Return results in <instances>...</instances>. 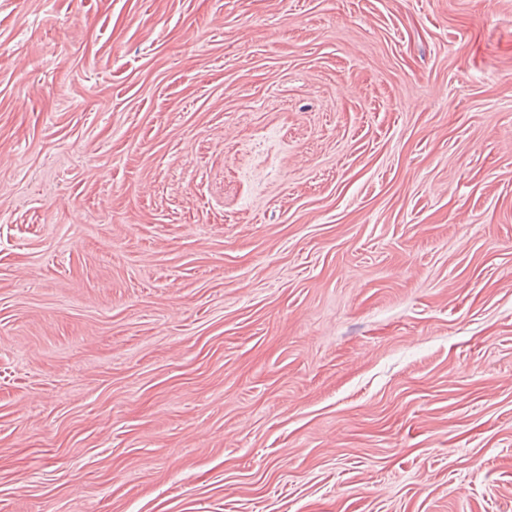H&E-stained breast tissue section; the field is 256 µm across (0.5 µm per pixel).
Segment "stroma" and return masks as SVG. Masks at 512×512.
Segmentation results:
<instances>
[{"mask_svg": "<svg viewBox=\"0 0 512 512\" xmlns=\"http://www.w3.org/2000/svg\"><path fill=\"white\" fill-rule=\"evenodd\" d=\"M0 512H512V0H0Z\"/></svg>", "mask_w": 512, "mask_h": 512, "instance_id": "1", "label": "stroma"}]
</instances>
